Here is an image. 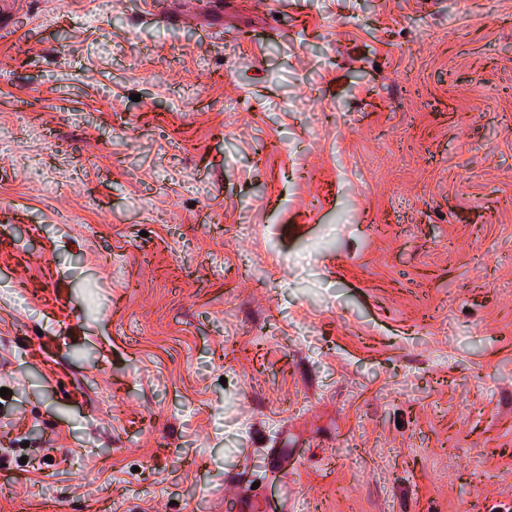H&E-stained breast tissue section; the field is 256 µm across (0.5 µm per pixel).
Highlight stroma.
Here are the masks:
<instances>
[{"label":"stroma","instance_id":"1","mask_svg":"<svg viewBox=\"0 0 512 512\" xmlns=\"http://www.w3.org/2000/svg\"><path fill=\"white\" fill-rule=\"evenodd\" d=\"M0 512H512V0H21Z\"/></svg>","mask_w":512,"mask_h":512}]
</instances>
